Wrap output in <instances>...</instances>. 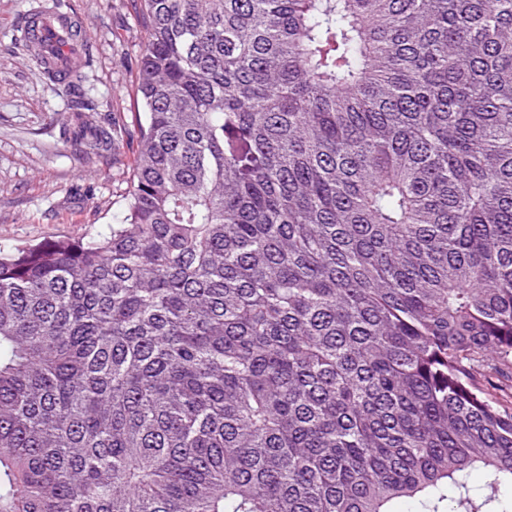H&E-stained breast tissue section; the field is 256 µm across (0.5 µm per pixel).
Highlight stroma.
<instances>
[{
  "instance_id": "35a3bbf8",
  "label": "stroma",
  "mask_w": 512,
  "mask_h": 512,
  "mask_svg": "<svg viewBox=\"0 0 512 512\" xmlns=\"http://www.w3.org/2000/svg\"><path fill=\"white\" fill-rule=\"evenodd\" d=\"M75 15L94 62L90 115L136 125V57L144 31L138 0H0V250L50 239H89L124 223L133 178L126 156H86L66 142L76 108L59 81L38 73L14 38L31 13Z\"/></svg>"
}]
</instances>
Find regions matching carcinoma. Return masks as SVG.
Masks as SVG:
<instances>
[{
	"mask_svg": "<svg viewBox=\"0 0 512 512\" xmlns=\"http://www.w3.org/2000/svg\"><path fill=\"white\" fill-rule=\"evenodd\" d=\"M140 2L144 120L65 130L126 223L0 256V512H491L512 0Z\"/></svg>",
	"mask_w": 512,
	"mask_h": 512,
	"instance_id": "carcinoma-1",
	"label": "carcinoma"
}]
</instances>
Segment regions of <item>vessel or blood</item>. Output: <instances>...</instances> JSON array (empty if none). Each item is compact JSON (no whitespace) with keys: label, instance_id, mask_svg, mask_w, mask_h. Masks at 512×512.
Returning a JSON list of instances; mask_svg holds the SVG:
<instances>
[{"label":"vessel or blood","instance_id":"1","mask_svg":"<svg viewBox=\"0 0 512 512\" xmlns=\"http://www.w3.org/2000/svg\"><path fill=\"white\" fill-rule=\"evenodd\" d=\"M30 38L28 52L38 72L57 78L70 74L71 57L60 52L61 41L73 40L77 24L66 12L59 11L49 16L35 15L29 20Z\"/></svg>","mask_w":512,"mask_h":512}]
</instances>
